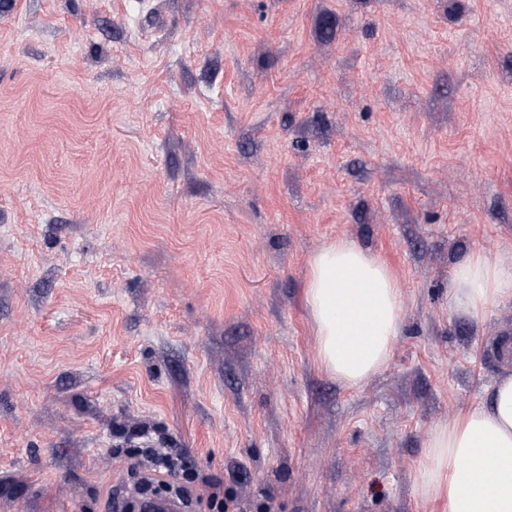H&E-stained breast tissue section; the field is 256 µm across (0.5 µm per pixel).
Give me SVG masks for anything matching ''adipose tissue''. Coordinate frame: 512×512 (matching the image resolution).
I'll list each match as a JSON object with an SVG mask.
<instances>
[{
	"instance_id": "ef3b65f1",
	"label": "adipose tissue",
	"mask_w": 512,
	"mask_h": 512,
	"mask_svg": "<svg viewBox=\"0 0 512 512\" xmlns=\"http://www.w3.org/2000/svg\"><path fill=\"white\" fill-rule=\"evenodd\" d=\"M304 302L323 369L358 387L389 362L400 332L403 298L380 256L339 239L308 262ZM512 300V264L471 254L453 267L448 305L482 320L490 306ZM417 484L442 502L441 512H512V373L499 376L476 405L435 429Z\"/></svg>"
}]
</instances>
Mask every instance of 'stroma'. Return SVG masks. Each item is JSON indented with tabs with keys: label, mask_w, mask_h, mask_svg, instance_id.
Instances as JSON below:
<instances>
[{
	"label": "stroma",
	"mask_w": 512,
	"mask_h": 512,
	"mask_svg": "<svg viewBox=\"0 0 512 512\" xmlns=\"http://www.w3.org/2000/svg\"><path fill=\"white\" fill-rule=\"evenodd\" d=\"M340 238L403 293L350 388L303 288ZM512 0L0 5V512H111L134 434L193 512H434L429 436L512 356ZM512 300V264L471 254L453 267L448 283V305L456 313L482 320L489 307ZM154 462L158 467L152 469H143L142 463L144 459L153 458ZM158 458H163L166 460L165 464H161L157 462ZM134 467L138 469L140 472H144L148 475L149 478L152 479V476L157 474L158 478L162 477L165 473L179 476L180 474L188 483H193L195 480L192 476H187L186 469L182 465L180 458L177 456L176 458L169 452L167 448H143L140 454L134 458ZM180 461V464H179ZM163 465V466H161Z\"/></svg>",
	"instance_id": "stroma-1"
}]
</instances>
